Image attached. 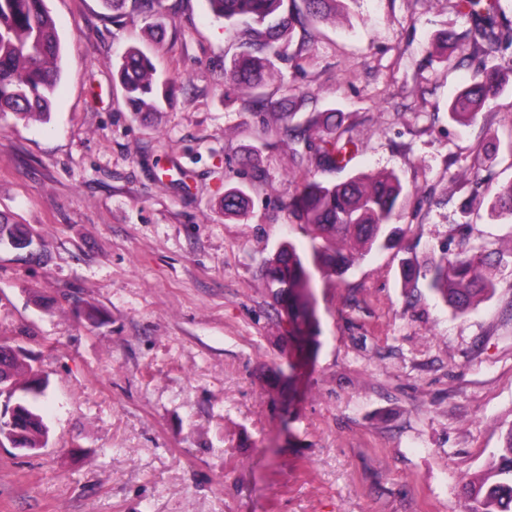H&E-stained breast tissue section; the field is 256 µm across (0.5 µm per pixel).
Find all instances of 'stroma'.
<instances>
[{"label": "stroma", "mask_w": 512, "mask_h": 512, "mask_svg": "<svg viewBox=\"0 0 512 512\" xmlns=\"http://www.w3.org/2000/svg\"><path fill=\"white\" fill-rule=\"evenodd\" d=\"M46 5L50 118L0 116V211L34 239L0 247V340L48 380L50 444L0 447V512H460L512 427V265L457 315L402 264L512 240L464 210L512 181V80L469 124L448 114L500 52L437 48L473 26L456 0H344L243 92L224 76L243 40L208 0L150 20ZM132 47L174 83L151 117L117 74ZM292 85L291 122L335 111L357 143L342 169L285 136L273 105ZM387 171L398 246L311 267L316 329L297 339L263 277L281 243L310 246L289 200L307 178ZM230 187L242 215L224 213Z\"/></svg>", "instance_id": "stroma-1"}]
</instances>
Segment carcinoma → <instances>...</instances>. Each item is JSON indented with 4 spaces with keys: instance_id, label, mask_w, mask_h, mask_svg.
I'll return each instance as SVG.
<instances>
[{
    "instance_id": "obj_1",
    "label": "carcinoma",
    "mask_w": 512,
    "mask_h": 512,
    "mask_svg": "<svg viewBox=\"0 0 512 512\" xmlns=\"http://www.w3.org/2000/svg\"><path fill=\"white\" fill-rule=\"evenodd\" d=\"M303 8L286 9L284 0H208L213 15L227 27H244L251 32L250 48L265 53L257 57L250 49L231 62L225 78L240 88L254 90L261 85L269 69V55L279 52L277 43L291 34L305 15L321 20L336 13L338 0H301ZM457 7L480 23L465 37L487 42L501 53L512 50V33L495 31L500 0H458ZM61 39L46 7V0H0V112H10L17 119L45 121L50 116L52 94L60 79ZM121 82L126 98L137 112H156L160 99L167 98L170 84L159 80L148 56L137 48L130 49L120 65ZM503 71L493 66L472 81L449 104L455 121L473 118L484 104L503 89ZM328 115L322 121L323 134H310L314 122L293 128L294 139L315 148L320 160L336 168L345 161L348 147L354 145L344 137L341 124L332 123ZM403 193L398 174L387 172L375 177L359 175L325 185L313 179L302 183L300 192L288 202V208L310 231L313 260H322L343 271L349 258L336 248L339 239L349 240L362 259L372 252L393 245L397 230L392 227L396 207ZM247 195L240 188L224 192V214L238 215L246 205ZM493 219H512V182L496 189L488 207ZM23 234L10 214L0 212V246L11 245ZM512 260V244L489 249L482 245L446 256L422 266L405 263L406 278L421 275L427 288L457 313L467 312L477 296L491 290L484 269L507 264ZM264 278L276 301L288 311V321L298 331L310 325L308 298L311 275L307 256L297 247L281 244L268 259ZM31 447L40 446L46 425L38 413V400L24 407ZM462 512H512V427L503 435L500 448L492 454L485 475L468 484Z\"/></svg>"
}]
</instances>
